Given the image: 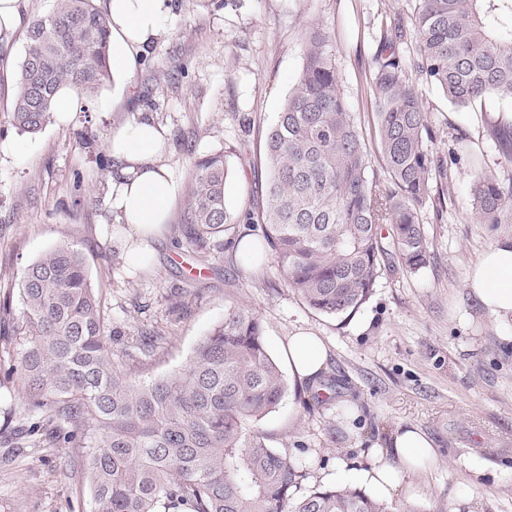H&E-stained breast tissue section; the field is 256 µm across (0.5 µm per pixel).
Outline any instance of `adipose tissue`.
<instances>
[{"mask_svg": "<svg viewBox=\"0 0 512 512\" xmlns=\"http://www.w3.org/2000/svg\"><path fill=\"white\" fill-rule=\"evenodd\" d=\"M106 16L112 30V72L129 81L137 55L167 31L173 16L172 0H107ZM169 144L165 135L146 118L128 121L113 130L106 152L112 160L109 197L120 223L117 234L129 263L142 265L152 245L165 232L181 186L165 162ZM465 286L481 310L490 317L504 340L512 341V235L497 238L466 274ZM288 369L301 384L318 388L327 352L320 337L298 331L283 349ZM373 465L356 470L337 460L326 476L336 487L369 488L387 499L404 488L405 480L422 475L436 461L432 440L418 427L396 430L390 446L372 445Z\"/></svg>", "mask_w": 512, "mask_h": 512, "instance_id": "ef3b65f1", "label": "adipose tissue"}]
</instances>
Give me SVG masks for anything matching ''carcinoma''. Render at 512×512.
Wrapping results in <instances>:
<instances>
[{"label": "carcinoma", "mask_w": 512, "mask_h": 512, "mask_svg": "<svg viewBox=\"0 0 512 512\" xmlns=\"http://www.w3.org/2000/svg\"><path fill=\"white\" fill-rule=\"evenodd\" d=\"M370 74L380 169L341 90L330 37L317 27L301 46L303 66L266 132L262 200L235 214L225 203L224 153L194 160L184 238L194 251L219 247L236 224L261 228L289 287L311 310L348 318L383 273H413L430 257L420 213L449 179L428 148L432 130L410 81L415 69L458 107L512 96V0H418L411 29L384 25ZM110 32L93 0H55L33 19L10 107L12 126L37 134L54 119L57 92L92 101L110 75ZM482 224L512 207V182L476 176ZM20 309L7 295L0 321L16 339L9 372L25 410L43 424L63 417V441L89 448L92 512H391L359 488L298 494L301 464L271 448L260 421L286 382L269 353L261 317L231 304L185 369L148 384L115 363L101 296L83 253L62 243L28 265Z\"/></svg>", "instance_id": "cac0c4a2"}]
</instances>
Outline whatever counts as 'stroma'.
I'll list each match as a JSON object with an SVG mask.
<instances>
[{"instance_id": "35a3bbf8", "label": "stroma", "mask_w": 512, "mask_h": 512, "mask_svg": "<svg viewBox=\"0 0 512 512\" xmlns=\"http://www.w3.org/2000/svg\"><path fill=\"white\" fill-rule=\"evenodd\" d=\"M53 4L19 0L17 27L0 32V144L16 146L0 151V297L16 293L24 267L44 252L74 244L102 294L112 348L140 382L184 369L225 306H251L271 353L301 330L320 336L327 350L321 391L307 394L287 378L282 402L260 423L269 447L303 462L301 492L321 486L323 471L336 460L368 467L372 443H387L398 428L413 425L433 441L436 462L418 479L421 496L396 495L392 506L512 512V343L501 340L465 288L468 267L495 239L512 234V217L479 223L470 195L478 172L512 179V159L481 134L482 112L512 113V98L491 97L480 110L459 108L409 71L428 111L431 151L457 159L443 205L421 211L431 259L414 273L385 272L353 316L337 319L310 310L286 285L275 257L256 273L241 265L231 243L247 225L225 234L224 249H188L178 226L187 213L193 160L225 153L230 209L260 200L267 172L249 158L261 153L263 133L302 67L303 38L317 26L331 34L340 86L369 151H376L373 37L382 24L409 23L415 0H173L167 33L136 64L133 91L110 80L89 112L21 134L9 122V106L25 32ZM139 116L164 129L167 163L181 193L153 259L132 271L112 240V171L99 158L113 129ZM459 309L468 312L469 328L459 326ZM149 330L163 339L145 354L139 337ZM12 351L0 345V512H91L84 449L60 441L50 448L13 446L14 431L29 427L34 416L20 404L17 382L3 378ZM344 400L358 411L354 422L338 409ZM474 456L485 464L483 475L466 466Z\"/></svg>"}]
</instances>
